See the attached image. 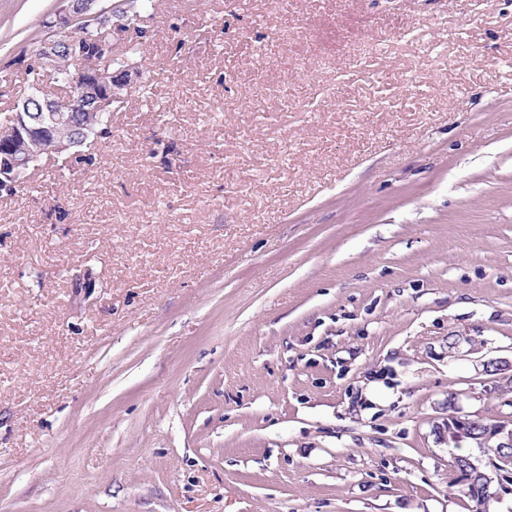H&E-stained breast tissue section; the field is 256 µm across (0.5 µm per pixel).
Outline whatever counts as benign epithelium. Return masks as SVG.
Masks as SVG:
<instances>
[{
    "label": "benign epithelium",
    "instance_id": "1",
    "mask_svg": "<svg viewBox=\"0 0 512 512\" xmlns=\"http://www.w3.org/2000/svg\"><path fill=\"white\" fill-rule=\"evenodd\" d=\"M99 0H71L68 11L46 22L50 34L36 46L37 57L44 72H58L56 45L61 35L82 22L104 26L112 22V7L95 8ZM127 71H116L104 59H94L75 76L62 80V84L78 91L77 102L87 112L88 130L95 133L102 125H111L112 103L124 98L127 87ZM41 89L33 91L25 98L12 115L15 137L10 142H0V192L13 193L29 179L30 169L43 156L71 155L76 141L65 138L54 131V126L63 120V109L69 106L67 98L56 103H48L35 112L30 111V103L40 97ZM484 372L498 376L493 392L506 395L512 393V362L488 360L483 363ZM501 422L505 426L479 424L477 420L458 411L448 412V421L443 435L450 444L479 440L485 444L494 443L501 448L497 460L489 465V470L481 471L463 456H453L450 466L455 469L465 485L473 489H487L498 496L502 492H512V414L504 415Z\"/></svg>",
    "mask_w": 512,
    "mask_h": 512
}]
</instances>
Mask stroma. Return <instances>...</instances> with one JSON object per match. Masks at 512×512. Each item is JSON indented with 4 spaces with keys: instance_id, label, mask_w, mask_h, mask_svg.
Segmentation results:
<instances>
[{
    "instance_id": "obj_1",
    "label": "stroma",
    "mask_w": 512,
    "mask_h": 512,
    "mask_svg": "<svg viewBox=\"0 0 512 512\" xmlns=\"http://www.w3.org/2000/svg\"><path fill=\"white\" fill-rule=\"evenodd\" d=\"M68 4L0 0V124ZM112 37L111 137L0 196V512H471L436 428L508 412L512 0H153ZM483 371L493 372L498 380H495L493 386V392L501 395H506L512 393V374H508V371H512V361L509 363L508 361L502 360H488L484 361L482 364ZM490 389V391L492 390Z\"/></svg>"
}]
</instances>
